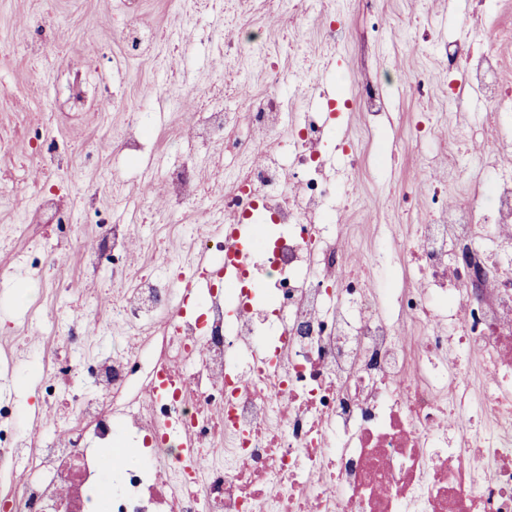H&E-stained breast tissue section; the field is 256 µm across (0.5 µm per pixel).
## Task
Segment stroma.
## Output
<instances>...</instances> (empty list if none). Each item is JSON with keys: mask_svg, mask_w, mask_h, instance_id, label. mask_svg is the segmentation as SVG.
<instances>
[{"mask_svg": "<svg viewBox=\"0 0 512 512\" xmlns=\"http://www.w3.org/2000/svg\"><path fill=\"white\" fill-rule=\"evenodd\" d=\"M179 13H172L169 0H142V20L155 28L161 40L154 57L122 58L124 33L118 25L123 0H0V137L8 141L7 153H0V226L27 218L36 230L26 240L0 236V295L9 296L11 308L0 310V337L23 330L15 342V355L24 356L33 343L60 349L63 331H52L55 307L43 278L26 276V293L13 294L18 252L52 239L57 229L42 223L36 189L48 185L61 195L74 214L70 232V257L63 269L72 290L70 314L92 318V305L111 296L112 267L103 265L97 273H84L77 257L94 238V228L85 213L88 200H95L102 218L132 227L134 244H141L154 225L168 223L161 194L143 198L141 182L157 176L176 159H194L199 178L212 184V200L220 202L222 187L211 181V148L185 137V118L168 100L169 87L186 88L198 102L219 105L215 90L230 85L253 95L265 88V74L251 71L248 82L234 79L224 68V54L207 29H220L224 20L207 17L206 30H186L183 18H197L198 0H180ZM478 6L477 0H341L340 8L349 27L347 39L331 52L325 75L328 90L340 96L354 92L364 81L387 83L389 95L385 112L366 122L360 110L341 113L335 120L337 137L353 140L358 151L371 155L377 141L389 139L406 143V124L419 112L441 118V127L425 142L406 143L398 158L365 166L355 178L365 209L356 221L371 224L378 210L389 202L390 189L413 195L411 223L423 219L418 210L432 179L448 186L449 207L458 206L466 193L448 172V147L452 132L473 123L476 113L486 112L485 101L476 93L448 105L449 79H462L464 70L448 74L433 61L431 44L456 40L466 20ZM389 16L390 28L379 41L364 37L369 12ZM329 18L311 17L300 28V48L288 47L289 31L276 28L271 16L244 17V24L268 30L279 54L276 64L293 70L299 54L312 53ZM84 72L90 83H105L115 105L109 114H77L68 100L66 80ZM426 83L428 91L418 97L416 84ZM150 110L155 137L145 144L136 162L109 145L113 132L127 123L128 103ZM39 301L41 322L22 321L19 314L27 302Z\"/></svg>", "mask_w": 512, "mask_h": 512, "instance_id": "1", "label": "stroma"}]
</instances>
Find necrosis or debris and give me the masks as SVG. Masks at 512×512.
I'll use <instances>...</instances> for the list:
<instances>
[{
  "instance_id": "1",
  "label": "necrosis or debris",
  "mask_w": 512,
  "mask_h": 512,
  "mask_svg": "<svg viewBox=\"0 0 512 512\" xmlns=\"http://www.w3.org/2000/svg\"><path fill=\"white\" fill-rule=\"evenodd\" d=\"M125 56L157 42L140 0H124ZM478 50L438 44L448 71L472 59L449 104L478 91L492 111L462 141L512 128V86L500 81L512 28H484ZM247 49L275 88L285 75L264 39L238 34L224 58ZM173 98L199 144H221L220 208L192 160L161 176L169 213L187 206L211 223L262 221L231 286L211 285L193 309L176 288L183 254L222 261L236 250L222 231L177 227L178 249L152 237L143 259L123 256L131 229L98 221L82 263L110 261L119 289L107 317L131 348L91 352L94 335L65 320L64 354L32 349L39 394L52 403L80 364L89 388L69 393L64 440L29 435L26 408L0 397V512H512V168L480 179L473 152L452 156L469 179L464 204L441 205L432 181L421 224H399V197L380 214L379 246L352 263L367 238L345 224L361 209L327 168L332 136L320 110L288 115L275 89L245 113ZM417 267L420 282H400ZM264 346L267 364L255 363ZM196 459H183L180 435ZM112 445L121 462L99 453Z\"/></svg>"
}]
</instances>
